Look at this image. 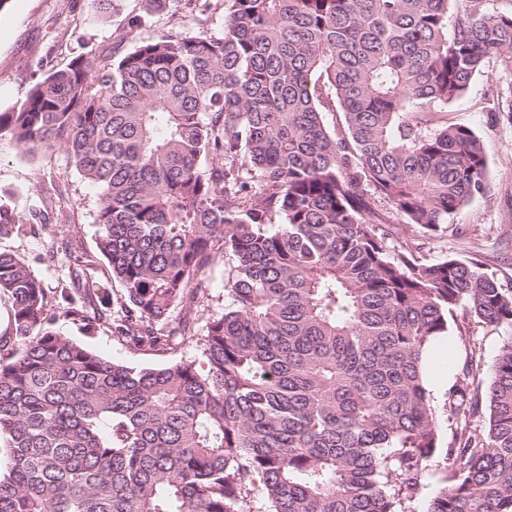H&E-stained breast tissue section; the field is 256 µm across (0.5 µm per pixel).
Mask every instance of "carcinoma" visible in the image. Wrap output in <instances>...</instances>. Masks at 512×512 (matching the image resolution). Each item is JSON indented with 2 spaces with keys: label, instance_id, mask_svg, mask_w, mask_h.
Segmentation results:
<instances>
[{
  "label": "carcinoma",
  "instance_id": "obj_1",
  "mask_svg": "<svg viewBox=\"0 0 512 512\" xmlns=\"http://www.w3.org/2000/svg\"><path fill=\"white\" fill-rule=\"evenodd\" d=\"M227 2L220 34L204 16L77 56L0 112V135L64 148L99 189L120 314L77 276L63 314L202 348L160 368L108 361L50 327L43 284L0 251V512H405L438 450L452 482L427 512H512V335L483 388L471 349L445 448L422 367L454 311L512 326V292L476 258L429 263L377 233L392 214L442 234L484 191L480 138L432 116L489 59L512 75V15L484 0ZM27 230L0 199V235ZM218 255L235 260L224 311L201 326Z\"/></svg>",
  "mask_w": 512,
  "mask_h": 512
}]
</instances>
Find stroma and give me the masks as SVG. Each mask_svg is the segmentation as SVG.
<instances>
[{
    "mask_svg": "<svg viewBox=\"0 0 512 512\" xmlns=\"http://www.w3.org/2000/svg\"><path fill=\"white\" fill-rule=\"evenodd\" d=\"M208 6V0H166L158 8L149 0H116L112 12L103 15L95 0H9L0 11V111L12 109L36 80L66 67L73 56L96 57L118 44L130 49L134 42L171 31L175 18L191 22ZM135 18L141 24L134 28L130 22ZM511 83L512 77L502 74L495 61H488L485 75L451 105L448 114L450 122L470 127L484 144L485 191L451 215L450 227L441 235L406 226L396 217L378 227L388 243H409L430 262L449 256L480 259L485 273L508 291L512 290V115L506 112L501 91ZM0 196L16 201L23 214H37L44 225L32 234L0 236V250L21 257L50 298H57L77 273L104 286L105 305L120 297L121 286L112 281L96 249L98 190L79 174L63 149L26 154L10 135L0 136ZM48 315L62 335L127 366L161 367L200 355L194 343L163 353L118 339L108 325L87 330L54 306ZM511 334L512 328L504 324L450 323L448 366L429 384L443 436H450L453 426L445 407L447 393L471 346L481 349L478 378L485 382L505 336Z\"/></svg>",
    "mask_w": 512,
    "mask_h": 512,
    "instance_id": "1",
    "label": "stroma"
}]
</instances>
